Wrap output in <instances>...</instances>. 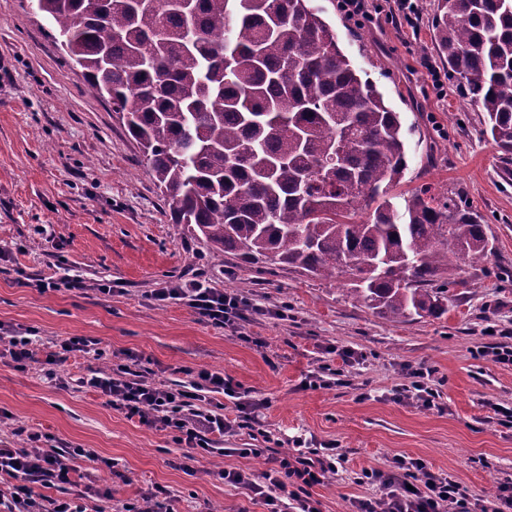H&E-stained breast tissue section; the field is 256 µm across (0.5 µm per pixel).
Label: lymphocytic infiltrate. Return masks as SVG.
Masks as SVG:
<instances>
[{
  "instance_id": "f902f5d3",
  "label": "lymphocytic infiltrate",
  "mask_w": 512,
  "mask_h": 512,
  "mask_svg": "<svg viewBox=\"0 0 512 512\" xmlns=\"http://www.w3.org/2000/svg\"><path fill=\"white\" fill-rule=\"evenodd\" d=\"M148 297L160 306L184 303L201 320L218 327H236L247 315L255 320L285 316L284 310L271 311L242 293L212 286L201 272L152 289ZM136 365L135 355L130 354L112 373L83 377L79 384L107 396L113 409L170 434L177 445L203 458L220 455L216 436L238 429L239 423L224 416L225 399L235 400L246 423L253 422L263 405L220 372L194 371L188 384L172 388L145 376ZM40 441L39 433L30 432L23 445L0 448V482L9 483L7 490H0V512H87L83 494L52 498L45 491L71 483L75 460L93 459V452L85 448L48 451ZM262 454L270 464L262 474L223 470L220 478L259 499L266 512H318L310 489L335 471V446L292 456L268 447ZM363 477L376 494L355 501V512H512L511 482L500 483L493 497L477 498L456 481L431 474L418 459L397 458L389 469L368 470Z\"/></svg>"
}]
</instances>
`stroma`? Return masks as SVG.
I'll list each match as a JSON object with an SVG mask.
<instances>
[{"label": "stroma", "mask_w": 512, "mask_h": 512, "mask_svg": "<svg viewBox=\"0 0 512 512\" xmlns=\"http://www.w3.org/2000/svg\"><path fill=\"white\" fill-rule=\"evenodd\" d=\"M338 44L362 78L399 113L408 167L394 203L425 184L451 190L488 224L491 253L483 267H463L448 290L443 316L385 318L364 307L351 282L313 277L264 263L247 264L214 252L187 226L173 223L136 143L109 105L84 82L56 46L52 26L31 0H0V326L32 330L35 359L26 369L0 359V444L19 442L17 429L38 432L45 448H89L115 460V471L84 476L100 512L165 489L172 512H264L219 470L261 473L265 458L250 455L265 439L282 454L298 446L336 443L344 459L311 488L319 512H353L374 496L363 470L384 469L397 457L422 460L438 477L471 495L492 496L512 480V428L497 406L512 407V364L479 356L486 328L512 345V153L486 134L482 113L463 103L435 38L437 0H417L409 18L389 0H368L369 13L346 17L338 0H315ZM81 275L86 289L24 285L26 275ZM204 270L216 287L251 283L249 298L277 309L267 318L220 328L188 306L155 305L146 291ZM113 287L96 290L97 281ZM72 336L94 340L100 358L69 359L61 387L48 380L49 346ZM339 348L359 364L343 365ZM169 386L187 370L221 371L250 396L265 400L264 439L243 429L223 438L231 453L182 468L184 450L164 432L112 409L76 378L111 371L125 354ZM336 373L326 386L303 387L319 365ZM432 370L439 408L421 410L392 399L411 370Z\"/></svg>", "instance_id": "35a3bbf8"}]
</instances>
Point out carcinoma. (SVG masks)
I'll use <instances>...</instances> for the list:
<instances>
[{
  "instance_id": "obj_1",
  "label": "carcinoma",
  "mask_w": 512,
  "mask_h": 512,
  "mask_svg": "<svg viewBox=\"0 0 512 512\" xmlns=\"http://www.w3.org/2000/svg\"><path fill=\"white\" fill-rule=\"evenodd\" d=\"M56 44L139 145L173 223L216 252L320 277L391 318L439 316L457 261L490 254L459 194L390 191L399 114L312 0H35ZM448 79L512 152V0H439Z\"/></svg>"
}]
</instances>
